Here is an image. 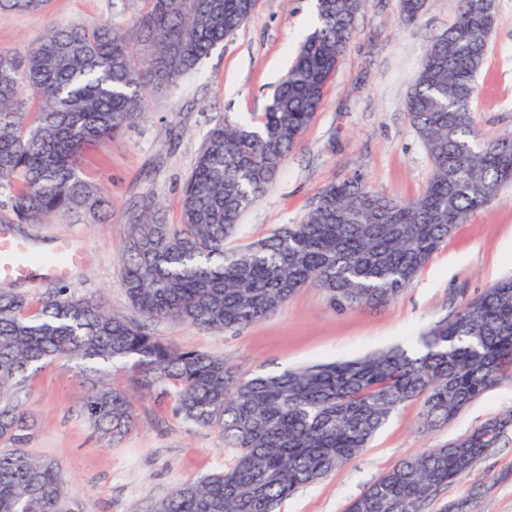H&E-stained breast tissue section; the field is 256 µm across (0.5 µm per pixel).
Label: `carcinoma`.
<instances>
[{"label":"carcinoma","mask_w":512,"mask_h":512,"mask_svg":"<svg viewBox=\"0 0 512 512\" xmlns=\"http://www.w3.org/2000/svg\"><path fill=\"white\" fill-rule=\"evenodd\" d=\"M129 28H51L21 56L0 53V188L17 220L70 212L105 217L81 177L91 147L140 118L148 94L194 70L251 19L256 0H142ZM318 22L253 128L214 123L183 188L179 224L147 217L123 248L121 279L149 321L239 330L314 286L338 311L387 305L415 280L456 227L512 180V133L479 138L471 100L493 29V0H460L453 26L425 51L407 108L431 160L422 194L398 201L360 174L332 183L298 224L228 248L241 213L267 191L324 101L366 0H316ZM45 0H0L38 12ZM141 46L135 59L131 42ZM402 348L250 379L223 357L175 348L97 301L60 288L33 301L0 288V512H64L65 475L24 445L31 377L58 357L97 375L80 412L117 442L136 426L127 391L107 368L172 400L186 423L213 428L234 454L222 473L176 488L150 512H277L299 488L346 464L403 403L422 401L445 423L512 374V279L467 303ZM492 420L445 448L406 458L348 512H423L500 439Z\"/></svg>","instance_id":"obj_1"}]
</instances>
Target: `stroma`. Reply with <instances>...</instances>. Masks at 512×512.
I'll use <instances>...</instances> for the list:
<instances>
[{
	"label": "stroma",
	"mask_w": 512,
	"mask_h": 512,
	"mask_svg": "<svg viewBox=\"0 0 512 512\" xmlns=\"http://www.w3.org/2000/svg\"><path fill=\"white\" fill-rule=\"evenodd\" d=\"M315 0H258L253 17L197 69L150 96L146 112L87 154L82 176L107 200L110 217L57 214L19 223L0 190V226L36 254L74 239L84 258L65 278L10 281L37 299L66 288L94 297L132 321L141 316L121 284L122 249L139 214L181 221L182 188L205 138L222 117L257 125L313 29ZM142 0H47L38 12L0 8V52L22 55L50 27L102 23L127 27ZM399 0H366L349 46L329 82L322 108L291 150L264 198L247 208L231 247L299 223L334 180L358 173L376 191L411 200L425 189L432 163L407 111L424 51L457 19L459 0H425L411 23L398 21ZM480 138L512 131V0H495V25L471 104ZM512 277V182L494 202L459 225L415 281L379 308L333 311L324 293L306 287L272 316L240 330L210 331L158 321L147 329L168 344L218 354L249 378L401 347L418 349L422 334L452 320L498 281ZM114 382L133 397L137 427L109 444L80 416L88 385L74 360L59 358L33 376L27 409L39 429L33 454L57 460L66 476L67 512H149L180 485L223 471L233 453L217 430L176 418L172 402ZM420 401L402 404L368 448L324 479L299 489L279 512H346L351 501L402 459L441 448L484 423L512 415V377L499 381L448 423L421 426ZM425 512H512V425L473 471L449 484Z\"/></svg>",
	"instance_id": "obj_1"
}]
</instances>
